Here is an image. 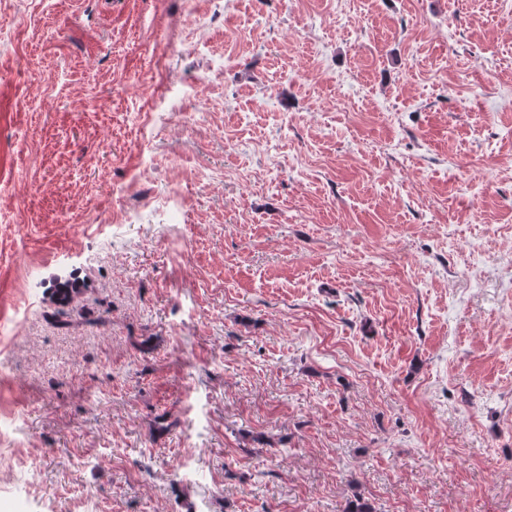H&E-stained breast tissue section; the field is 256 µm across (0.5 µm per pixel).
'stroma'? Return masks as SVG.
Returning <instances> with one entry per match:
<instances>
[{
	"mask_svg": "<svg viewBox=\"0 0 512 512\" xmlns=\"http://www.w3.org/2000/svg\"><path fill=\"white\" fill-rule=\"evenodd\" d=\"M0 150V512H512V0H0Z\"/></svg>",
	"mask_w": 512,
	"mask_h": 512,
	"instance_id": "obj_1",
	"label": "stroma"
}]
</instances>
